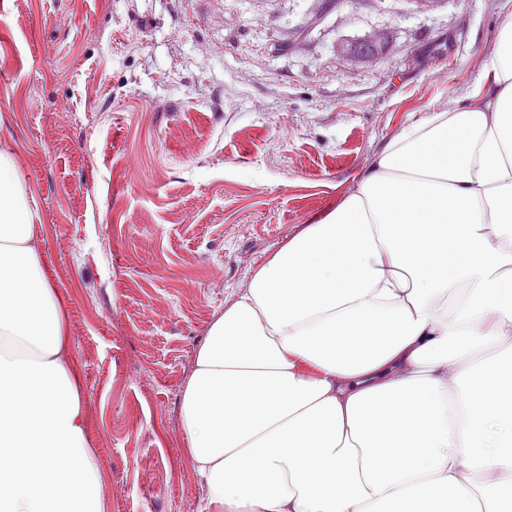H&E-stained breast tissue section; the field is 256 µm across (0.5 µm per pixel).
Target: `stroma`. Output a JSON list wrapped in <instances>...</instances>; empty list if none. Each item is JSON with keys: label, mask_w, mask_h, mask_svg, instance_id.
<instances>
[{"label": "stroma", "mask_w": 512, "mask_h": 512, "mask_svg": "<svg viewBox=\"0 0 512 512\" xmlns=\"http://www.w3.org/2000/svg\"><path fill=\"white\" fill-rule=\"evenodd\" d=\"M512 0H0V141L40 217L109 512H199L180 391L214 312L477 82ZM388 35L370 64L338 42Z\"/></svg>", "instance_id": "stroma-1"}]
</instances>
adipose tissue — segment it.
<instances>
[{
  "label": "adipose tissue",
  "instance_id": "1",
  "mask_svg": "<svg viewBox=\"0 0 512 512\" xmlns=\"http://www.w3.org/2000/svg\"><path fill=\"white\" fill-rule=\"evenodd\" d=\"M37 219L0 142V512H108ZM179 413L201 512H512V20L225 302Z\"/></svg>",
  "mask_w": 512,
  "mask_h": 512
}]
</instances>
